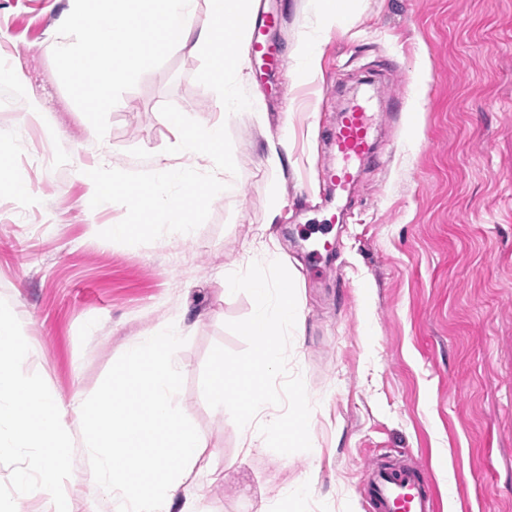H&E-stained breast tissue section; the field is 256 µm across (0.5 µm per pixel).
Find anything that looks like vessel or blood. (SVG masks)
<instances>
[{"instance_id":"vessel-or-blood-1","label":"vessel or blood","mask_w":512,"mask_h":512,"mask_svg":"<svg viewBox=\"0 0 512 512\" xmlns=\"http://www.w3.org/2000/svg\"><path fill=\"white\" fill-rule=\"evenodd\" d=\"M276 21L273 13H262L253 26L250 54L253 59L274 68L284 63L265 32ZM374 127L368 107L356 103L336 116L325 140L336 160L321 173L325 187L346 191L355 181L356 166L372 163ZM360 490L366 512H437L438 502L428 472L413 462L373 459L366 467Z\"/></svg>"}]
</instances>
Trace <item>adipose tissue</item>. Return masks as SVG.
Masks as SVG:
<instances>
[{"mask_svg": "<svg viewBox=\"0 0 512 512\" xmlns=\"http://www.w3.org/2000/svg\"><path fill=\"white\" fill-rule=\"evenodd\" d=\"M181 341L174 324L128 344L120 378L76 405L92 419L74 431L63 423L62 405L22 375L27 340L0 312V458L31 451L16 478L18 497L53 495L79 446L87 453L84 473L108 512H196L201 478L217 467L203 453L205 437L175 406Z\"/></svg>", "mask_w": 512, "mask_h": 512, "instance_id": "obj_1", "label": "adipose tissue"}]
</instances>
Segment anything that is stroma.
I'll return each mask as SVG.
<instances>
[{"label":"stroma","instance_id":"obj_1","mask_svg":"<svg viewBox=\"0 0 512 512\" xmlns=\"http://www.w3.org/2000/svg\"><path fill=\"white\" fill-rule=\"evenodd\" d=\"M272 6L281 22L268 35L289 64L262 79L244 72L257 107L227 122L232 191L190 238L129 246L99 238L126 210L91 207L75 170L103 160L149 170L177 138L164 103L211 117L217 96L195 80L198 51L174 50L123 93L102 152L48 50L68 0H0V59L28 90L0 83V132L13 142L5 164L30 191L22 202L0 189V306L27 338L23 374L71 404L116 375L135 337L176 320V405L227 474L200 512H291L286 493L303 484L302 512H365L363 469L380 454L420 463L458 512H512V0H359L348 29L322 35L321 74L307 84L291 61L316 28L311 0ZM366 85L384 165H362L354 193L326 194L324 129ZM394 96L401 111L388 109ZM273 146L278 170L267 163ZM340 207L339 248L313 276L301 227ZM256 260L281 261L295 282L288 367L312 405L307 452L247 451V433L202 393L212 347H246L227 321L254 308L247 293L224 292L222 277ZM57 493L67 512H104L80 462Z\"/></svg>","mask_w":512,"mask_h":512}]
</instances>
